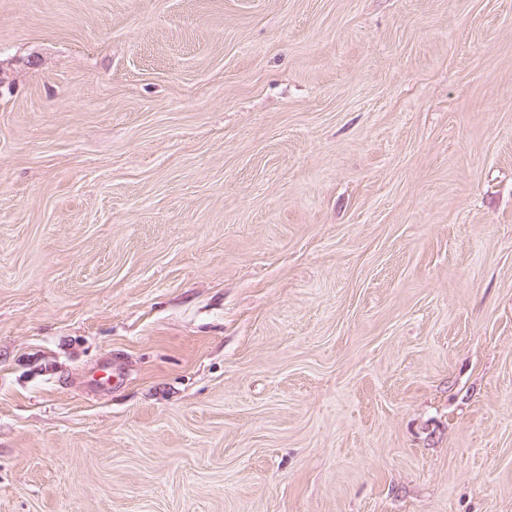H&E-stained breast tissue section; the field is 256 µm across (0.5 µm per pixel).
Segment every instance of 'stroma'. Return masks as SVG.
I'll return each instance as SVG.
<instances>
[{"mask_svg": "<svg viewBox=\"0 0 512 512\" xmlns=\"http://www.w3.org/2000/svg\"><path fill=\"white\" fill-rule=\"evenodd\" d=\"M0 512H512V0H0Z\"/></svg>", "mask_w": 512, "mask_h": 512, "instance_id": "stroma-1", "label": "stroma"}]
</instances>
